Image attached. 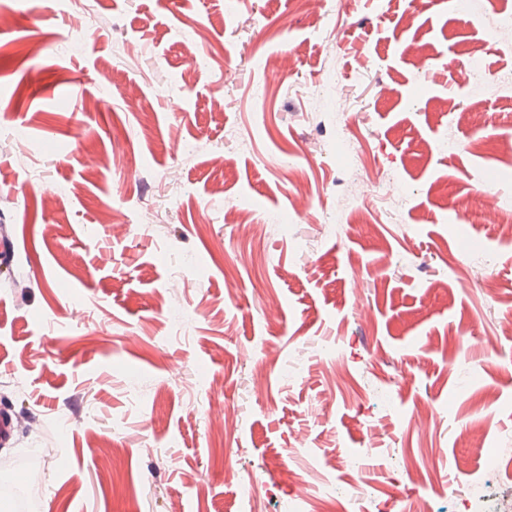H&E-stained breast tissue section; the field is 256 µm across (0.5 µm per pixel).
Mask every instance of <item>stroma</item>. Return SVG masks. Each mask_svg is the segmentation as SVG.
I'll return each instance as SVG.
<instances>
[{"instance_id":"35a3bbf8","label":"stroma","mask_w":512,"mask_h":512,"mask_svg":"<svg viewBox=\"0 0 512 512\" xmlns=\"http://www.w3.org/2000/svg\"><path fill=\"white\" fill-rule=\"evenodd\" d=\"M468 2L0 0V477L37 512H326L356 452L380 512H512V0Z\"/></svg>"}]
</instances>
